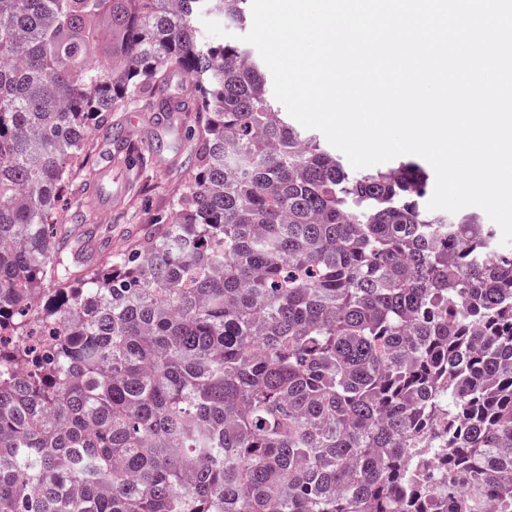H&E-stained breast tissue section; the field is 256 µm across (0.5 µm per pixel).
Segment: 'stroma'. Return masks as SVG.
Returning a JSON list of instances; mask_svg holds the SVG:
<instances>
[{
	"mask_svg": "<svg viewBox=\"0 0 512 512\" xmlns=\"http://www.w3.org/2000/svg\"><path fill=\"white\" fill-rule=\"evenodd\" d=\"M158 97L180 98L185 109L169 118L155 99L143 97L114 112L111 136L92 135L91 168L57 206L54 220L74 226L72 250L85 265L130 249L171 215L195 162L190 132L197 125L196 99L188 81L172 74Z\"/></svg>",
	"mask_w": 512,
	"mask_h": 512,
	"instance_id": "35a3bbf8",
	"label": "stroma"
}]
</instances>
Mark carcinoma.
Returning a JSON list of instances; mask_svg holds the SVG:
<instances>
[{"instance_id": "obj_1", "label": "carcinoma", "mask_w": 512, "mask_h": 512, "mask_svg": "<svg viewBox=\"0 0 512 512\" xmlns=\"http://www.w3.org/2000/svg\"><path fill=\"white\" fill-rule=\"evenodd\" d=\"M201 13L248 0H0V512H512V250L302 136ZM171 71L196 165L85 266L51 218Z\"/></svg>"}]
</instances>
